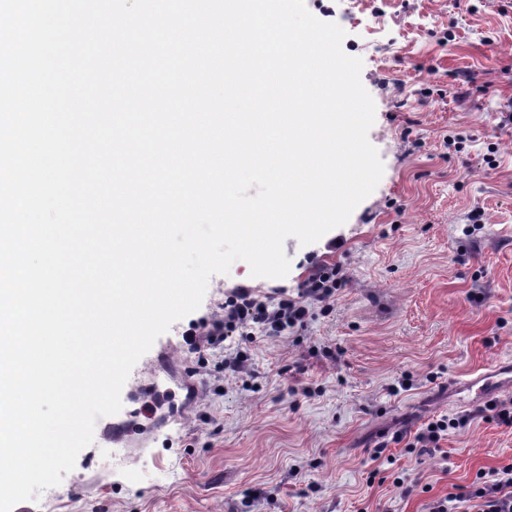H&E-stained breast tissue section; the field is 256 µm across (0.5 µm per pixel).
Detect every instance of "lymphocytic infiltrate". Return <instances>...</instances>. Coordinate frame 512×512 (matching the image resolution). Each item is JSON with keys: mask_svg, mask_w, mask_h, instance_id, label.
Segmentation results:
<instances>
[{"mask_svg": "<svg viewBox=\"0 0 512 512\" xmlns=\"http://www.w3.org/2000/svg\"><path fill=\"white\" fill-rule=\"evenodd\" d=\"M345 282L334 266L314 264L297 296L280 295L277 299L260 295L255 288H233L224 303L221 319L212 323H195L187 331V342L199 357L224 341L226 333L239 326L259 331L261 336H284L303 326L315 312H327V303ZM469 416L440 417L415 434L400 432V439L419 453L438 451L449 431L465 428ZM425 512H512V463L479 474L469 490L451 492L430 500Z\"/></svg>", "mask_w": 512, "mask_h": 512, "instance_id": "obj_1", "label": "lymphocytic infiltrate"}]
</instances>
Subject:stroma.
Instances as JSON below:
<instances>
[{"label": "stroma", "mask_w": 512, "mask_h": 512, "mask_svg": "<svg viewBox=\"0 0 512 512\" xmlns=\"http://www.w3.org/2000/svg\"><path fill=\"white\" fill-rule=\"evenodd\" d=\"M305 5L342 27L344 52L363 61L378 186L316 243L287 238L286 277H251L241 260L212 276L200 307L157 338L123 386L121 412L138 422L128 448L113 449L111 419L99 418L62 483L13 512H423L512 462V429L478 417L462 388L512 367V0ZM429 83L445 96L424 105L417 92ZM321 261L347 279L328 313L215 349L250 353L249 385L198 370L184 338L191 323L220 318L240 284L296 291ZM145 383L154 389L142 399ZM469 413L441 451L392 440ZM382 441L385 458L372 459ZM401 479L412 495L401 496Z\"/></svg>", "instance_id": "stroma-1"}]
</instances>
